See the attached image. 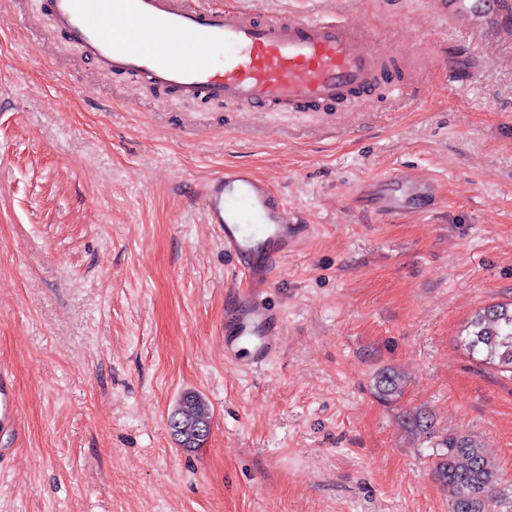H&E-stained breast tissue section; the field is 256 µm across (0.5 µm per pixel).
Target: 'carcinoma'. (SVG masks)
<instances>
[{
    "label": "carcinoma",
    "mask_w": 512,
    "mask_h": 512,
    "mask_svg": "<svg viewBox=\"0 0 512 512\" xmlns=\"http://www.w3.org/2000/svg\"><path fill=\"white\" fill-rule=\"evenodd\" d=\"M462 345L472 354L512 370V303L489 306L477 313ZM405 379L394 367L382 368L372 379L375 396L393 403L402 396ZM405 429L418 435L428 429L420 414L404 416ZM168 426L177 444L190 451L208 438L211 411L204 398L195 392L183 393L168 416ZM432 470L439 483L448 489L450 512H487L500 477L495 464L477 440L466 436L446 437L433 449Z\"/></svg>",
    "instance_id": "cac0c4a2"
}]
</instances>
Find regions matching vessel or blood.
<instances>
[{"label":"vessel or blood","instance_id":"b4317fda","mask_svg":"<svg viewBox=\"0 0 512 512\" xmlns=\"http://www.w3.org/2000/svg\"><path fill=\"white\" fill-rule=\"evenodd\" d=\"M56 28L82 45L97 64L195 99L218 100L251 112H285L363 103L374 85L391 79L397 60L371 51V29L346 20L268 16L256 10L214 9L204 0H49ZM437 193L434 181L399 172L378 193L375 210L388 219ZM207 223L224 241L243 277L247 306L228 312L224 355L248 350L253 363L271 358L282 323L260 293L296 245L311 232L290 220L279 192L247 167L231 165L196 189ZM18 425L15 394L0 382V427Z\"/></svg>","mask_w":512,"mask_h":512}]
</instances>
